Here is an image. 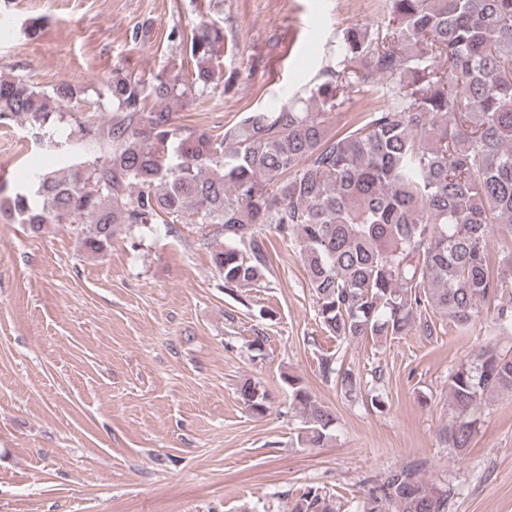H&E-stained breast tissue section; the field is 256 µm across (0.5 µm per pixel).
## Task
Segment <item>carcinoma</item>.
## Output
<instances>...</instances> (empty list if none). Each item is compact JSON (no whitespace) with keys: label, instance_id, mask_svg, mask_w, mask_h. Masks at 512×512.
Returning a JSON list of instances; mask_svg holds the SVG:
<instances>
[{"label":"carcinoma","instance_id":"1","mask_svg":"<svg viewBox=\"0 0 512 512\" xmlns=\"http://www.w3.org/2000/svg\"><path fill=\"white\" fill-rule=\"evenodd\" d=\"M167 41L195 61L190 79L150 80L112 72L103 94L110 112L78 126L67 170L35 172L0 208L10 224H87L83 245L99 254L118 224L214 227L224 246L213 263L224 287L255 288L269 273L265 229L300 247L317 315L340 342L434 333L431 312L466 327L479 305L512 288V255L492 273L488 243L512 245V0H391L382 26L349 28L314 82L287 101L247 112L221 135L180 127L174 109L218 81L224 28L203 17ZM382 84L386 101L344 132L336 114L355 93ZM86 90H49L0 76V124L21 122L36 143L59 144L53 118ZM512 336V307L494 317ZM323 378L345 392L363 376L320 359ZM302 410V441L320 447L335 417L291 377ZM512 393V347L489 348L449 376L457 421L446 432L459 452L477 431L478 402ZM240 396L267 410L260 385ZM369 512H445L447 495L411 468L389 472L369 492ZM292 512H333L307 494Z\"/></svg>","mask_w":512,"mask_h":512}]
</instances>
